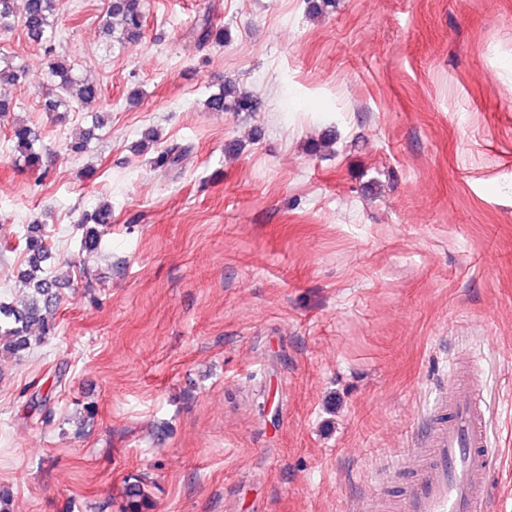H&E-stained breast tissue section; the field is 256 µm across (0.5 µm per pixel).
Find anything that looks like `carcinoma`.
<instances>
[{
  "label": "carcinoma",
  "instance_id": "1",
  "mask_svg": "<svg viewBox=\"0 0 512 512\" xmlns=\"http://www.w3.org/2000/svg\"><path fill=\"white\" fill-rule=\"evenodd\" d=\"M63 7V0H24L23 11L17 10V0H0V34H10L21 25L29 40L44 49L50 57V72L55 90L42 98V108L60 119L81 105L101 99V87L94 81L73 73L71 65L57 55L55 48V18ZM144 25L142 0H110L102 27L118 43L136 41ZM196 42L200 45L224 43V28L212 24L209 18L200 20L195 29ZM24 78V70L15 66L7 57L0 58V112H8L12 102L9 89ZM211 112L254 111L260 106L258 97L242 91L231 83H223L210 92L205 100ZM95 129L81 133L68 143L72 155H82L89 149ZM14 150L23 158L31 171L44 165L41 133L24 123H14L11 130ZM112 224V206L99 204L92 213L80 220L82 237L80 249L92 254L101 246L102 229ZM26 255L25 268L19 271L24 285L23 295L16 301L0 300V357L21 356L54 335V313L60 300V290L66 282L51 276L46 269L51 249L44 225L33 222L22 237Z\"/></svg>",
  "mask_w": 512,
  "mask_h": 512
}]
</instances>
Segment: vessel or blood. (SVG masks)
Instances as JSON below:
<instances>
[{
  "mask_svg": "<svg viewBox=\"0 0 512 512\" xmlns=\"http://www.w3.org/2000/svg\"><path fill=\"white\" fill-rule=\"evenodd\" d=\"M434 400L424 431L410 450L412 481L401 512H489L502 464L489 438L478 361L464 354Z\"/></svg>",
  "mask_w": 512,
  "mask_h": 512,
  "instance_id": "b4317fda",
  "label": "vessel or blood"
}]
</instances>
